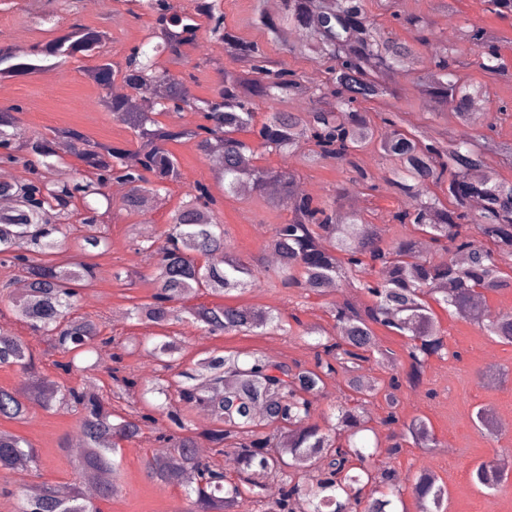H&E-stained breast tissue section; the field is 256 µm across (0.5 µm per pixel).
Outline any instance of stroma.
Returning a JSON list of instances; mask_svg holds the SVG:
<instances>
[{"instance_id": "1", "label": "stroma", "mask_w": 512, "mask_h": 512, "mask_svg": "<svg viewBox=\"0 0 512 512\" xmlns=\"http://www.w3.org/2000/svg\"><path fill=\"white\" fill-rule=\"evenodd\" d=\"M257 0H224V23L245 41L256 43L272 60L296 70L305 87L319 84L324 67L312 56L288 53L282 44L271 41L267 30L255 19ZM371 20L392 29L400 39L409 41L413 31L398 23V16H425L435 35L424 55L446 49L456 42L459 29L477 25L494 36L500 46L504 73L496 80H487L476 66V47L456 42L462 72L471 80L488 82L489 95L484 100L486 112L500 106L512 110V18L502 19L486 10L483 0H365ZM50 16L61 25L80 20L91 27H101L110 33L104 50L112 59H121L138 45L151 21L150 15L131 13L128 0H105L99 8H91L87 0H0V44L28 49L45 43L51 34L42 17ZM96 60L87 57L67 66L44 63L33 74L9 79L7 94L1 102L18 106L19 128L26 135L51 136L59 128H74L88 139L134 148L135 134L121 121L113 118L98 104L99 87L85 74ZM223 44L214 39L208 27H201L195 45L184 48L179 60L169 65L172 73L187 77V86L194 98L211 96L219 82L220 71L229 67ZM390 83L397 94L363 103L371 117L382 112L405 113L411 124L429 136L455 129L454 118L446 110L425 103L416 89L414 70L398 71ZM182 173L179 182L169 185L159 207L135 216L122 209L120 200L126 193L124 184L109 187V200H98V222L108 241L106 252L94 255L97 277L87 287L79 312L101 314L105 334L122 340L136 338L139 347L124 362L137 373H146L144 349L159 330L150 324L129 319L127 312L135 304L149 300L153 286L150 280L151 262L132 246L135 235L160 237L167 228L170 212L184 199L186 192L198 181L212 184V192L220 199L217 219L223 224L234 252L248 261L257 271L271 265L265 242L272 225L284 222L286 209L271 205L255 192L224 197L220 187L212 183L213 167L194 146L186 141L171 145ZM259 166L295 170L300 187L314 198L324 200L334 190L349 189V201L375 223L386 225V240L408 235V228L394 224L391 214L406 206L405 198L392 195L384 185L390 177L391 165L379 153L367 150L360 154L359 164L370 174L375 190L355 183L352 171L331 160L315 163L305 161L303 154L282 158L262 154ZM138 272L134 285L115 280L116 269ZM241 304L276 309L282 316L298 314L306 324L330 329L334 321L330 314L331 299L295 288L288 289L275 282H262L240 298ZM438 319L448 345V356L431 358L426 366L421 388H402L398 413L402 419L425 418L439 441L428 452L409 446L398 456L380 455L379 468H389L407 477L428 469L433 471L448 489L447 512H512V478L499 487L485 489L473 485L471 470L480 462L502 453L512 454V345L498 343L494 337L472 322L445 310H438ZM168 334L176 336L183 348L185 361L201 357L215 348L257 351L276 361H299L313 365L315 343L311 336H283L268 330L262 333L229 332L210 335L191 325H172ZM488 413L499 425L495 436L481 428L476 414ZM78 417L72 413L32 408L25 420L10 423V430L25 437L38 448L42 461L39 476L19 478L15 470L0 471V487L10 489V496L0 497V512H14L13 491L23 484L73 482L74 453L69 444L78 434ZM159 443L153 430L133 441L123 443V463L119 488L111 501L101 503L102 512H181L185 500L181 488L151 479L144 468L145 460L155 454Z\"/></svg>"}]
</instances>
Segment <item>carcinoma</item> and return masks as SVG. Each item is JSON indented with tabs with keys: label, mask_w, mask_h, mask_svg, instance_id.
<instances>
[{
	"label": "carcinoma",
	"mask_w": 512,
	"mask_h": 512,
	"mask_svg": "<svg viewBox=\"0 0 512 512\" xmlns=\"http://www.w3.org/2000/svg\"><path fill=\"white\" fill-rule=\"evenodd\" d=\"M152 21L143 41L119 61L101 56L87 69V77L101 90L100 104L136 136V147L121 148L94 142L72 128L53 136H25L15 113L20 108L0 105V148L9 163L35 166L25 182L0 181V197L13 206L0 210V265L14 269L27 283L17 294L5 284L6 297L17 321L47 344L46 355L60 374L79 370L78 361L99 346L113 347L108 368L114 394L140 393L160 404L133 408L122 414L111 398L85 384L59 386L42 373L26 337L0 325V367H13L27 376L21 390L0 387V421H21L34 406H53L79 416L84 448L74 461L77 478L72 483L46 485L36 496L16 491V512H101L98 502L118 489L121 443L154 429L167 456L146 461L147 475L184 490L187 506L182 512H398L404 495L414 497L419 512H446L447 488L430 470L403 481L394 470H381V453L400 454L403 443L432 451L438 441L423 418L400 422L396 412L402 383L417 389L423 383L428 360L448 350L439 322L430 306H451L468 317L475 296L512 288V181L496 176L475 180L471 171L486 164L492 152L512 160V143L480 145L463 135L441 133L428 139L424 132L404 128L401 112H384L373 122L356 104L391 96L386 72L418 67L417 85L429 101L449 109L457 123H474L470 102L488 94L487 85L473 83L456 70L454 45L444 55L419 59L414 46L370 21L363 0H286L281 20L259 16L260 23L288 52L310 51L326 64V77L309 90L305 112H283L277 101L303 90L302 75L267 59L258 46L239 38L224 25L222 0H194L193 11L176 9L170 0H137ZM486 10L498 17L512 16V0H485ZM318 24L309 26L313 7ZM210 25L211 35L224 43V52L241 64L240 70L223 71L213 95L194 99L185 80L173 75L168 63L194 44L199 20ZM421 45L431 42L433 31L423 18H405ZM302 29L298 44H289L288 27ZM109 40L102 28L73 21L59 35L29 50L0 45V79L31 74L38 62L55 60L63 66L79 57H91ZM459 40L479 50L478 67L488 76L502 72L499 47L488 31L471 26ZM120 78L131 90L154 89V96L139 109L112 96V81ZM265 118L256 123L257 110ZM190 109L200 122L190 128L170 129L158 117ZM383 126L384 132L378 131ZM255 133L259 147L283 158L310 145L312 158L334 160L357 174L362 183L369 174L357 155L375 146L395 164L388 180L392 194L411 205L391 214L396 224L412 227L411 234L392 243L385 240V225L371 222L364 213L342 207L345 192L320 201L299 191L290 169L272 170L257 165L258 153L242 137ZM75 144V156L89 178L57 182L50 177L63 161L55 141ZM187 139L207 157L218 153L221 168L213 178L224 186V196L234 197L241 185L263 195L276 185L273 200L289 211L288 220L273 225L265 247L278 256L272 276L286 288L325 296L331 289L344 292L332 303L335 330L308 326L290 318L307 336H317L314 367L298 362H273L255 352L215 349L189 368H180L181 343L174 336L158 335L147 351L148 361L169 371L171 377H147L123 364L126 346L103 334L88 315H76L82 288L96 279V265L89 261L54 262V253L66 235L61 219L80 200L86 211L81 224L82 247L91 253L106 248L98 228L96 208L88 197L112 199L106 189L112 180L129 185L121 206L131 214L146 211L149 200L180 181L179 162L170 150L173 141ZM448 184V203L429 196L432 187ZM187 200L168 218L162 240L139 239L138 250L153 259L150 300L132 307L128 317L164 328L191 324L212 334L229 331L254 333L268 327L289 333L280 314L271 308L222 303L192 304L184 301L199 294L225 297L260 285V275L231 252L224 225L217 222V199L209 184L194 183ZM481 202L472 209V202ZM362 291L372 297L360 305L348 297ZM490 335L512 345V312H484L474 318ZM379 325L408 339V368L404 378L394 377L381 389L361 376L364 364L392 360L375 334ZM340 376L348 395L336 402L335 422L324 429L311 421L313 406L325 380ZM384 392L389 407L380 424L392 431V442L382 446L371 418L363 411L368 398ZM176 402L168 413L171 426L158 427L154 410ZM201 410L212 426L195 432L180 413ZM371 432L370 444L364 433ZM207 443L213 454L202 456ZM230 453L236 473L224 472L215 457ZM24 456L31 470L39 471L41 457L20 435L0 429V470H10ZM112 472V481L99 475ZM512 472V455L498 454L472 471L474 484L494 488Z\"/></svg>",
	"instance_id": "carcinoma-1"
}]
</instances>
